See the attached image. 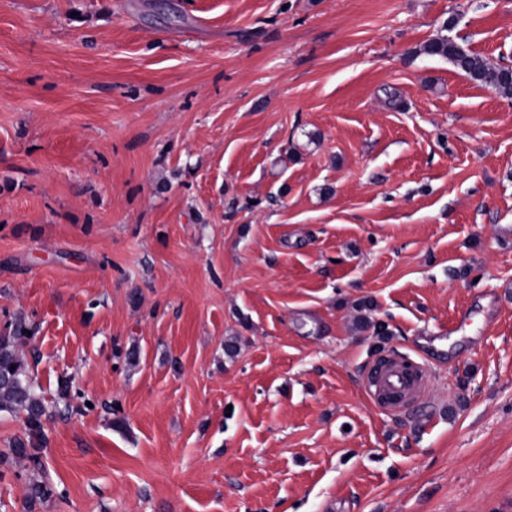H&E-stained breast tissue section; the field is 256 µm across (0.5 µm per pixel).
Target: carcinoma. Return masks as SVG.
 <instances>
[{
	"mask_svg": "<svg viewBox=\"0 0 512 512\" xmlns=\"http://www.w3.org/2000/svg\"><path fill=\"white\" fill-rule=\"evenodd\" d=\"M423 52L447 59L470 80L491 88L505 97H512V80L507 78V67L463 48L449 36L429 41ZM21 330L11 336H0V411L25 413V423L32 437L43 435L42 416L45 408L36 393L26 359L19 351Z\"/></svg>",
	"mask_w": 512,
	"mask_h": 512,
	"instance_id": "carcinoma-1",
	"label": "carcinoma"
}]
</instances>
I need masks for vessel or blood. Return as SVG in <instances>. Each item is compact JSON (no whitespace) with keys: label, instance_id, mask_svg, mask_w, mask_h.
<instances>
[{"label":"vessel or blood","instance_id":"obj_1","mask_svg":"<svg viewBox=\"0 0 512 512\" xmlns=\"http://www.w3.org/2000/svg\"><path fill=\"white\" fill-rule=\"evenodd\" d=\"M431 372L426 365H418L415 371H407L404 362L391 358L386 363H372L364 373V384L372 388L375 395L404 399L426 393Z\"/></svg>","mask_w":512,"mask_h":512}]
</instances>
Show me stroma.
Instances as JSON below:
<instances>
[{
  "label": "stroma",
  "instance_id": "1",
  "mask_svg": "<svg viewBox=\"0 0 512 512\" xmlns=\"http://www.w3.org/2000/svg\"><path fill=\"white\" fill-rule=\"evenodd\" d=\"M446 33L512 66V0H0V512H512V98ZM425 54L447 59L470 80L487 88H491L505 97H512V80L505 72L512 68L500 66L486 58L463 48L449 36H440L429 41L424 47ZM21 335L17 329L13 336H0V411L25 412L29 433L38 440L43 435L45 408L29 375L28 363L19 351ZM384 358L391 360H388L384 366H380V360L373 362L365 369L364 384L370 397L378 402V396H393L396 397L393 400L397 402L407 397L422 396L426 393L431 378V372L426 365L415 363L417 370L409 372L404 366V359L392 355ZM372 387H374V392ZM381 406L388 412L399 413L405 408V403Z\"/></svg>",
  "mask_w": 512,
  "mask_h": 512
}]
</instances>
